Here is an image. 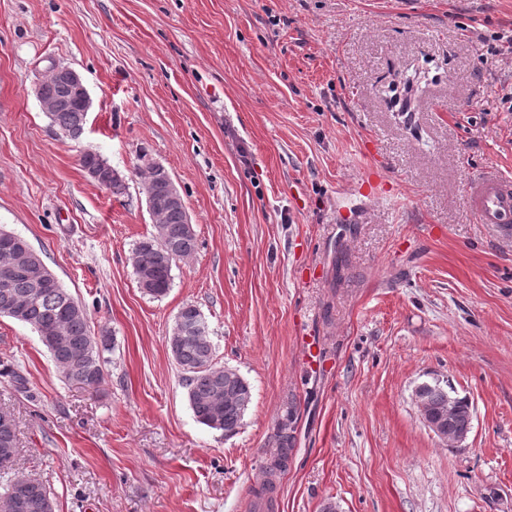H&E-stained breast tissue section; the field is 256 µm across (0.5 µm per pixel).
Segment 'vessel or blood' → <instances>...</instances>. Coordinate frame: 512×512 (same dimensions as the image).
I'll return each mask as SVG.
<instances>
[{
	"label": "vessel or blood",
	"instance_id": "1",
	"mask_svg": "<svg viewBox=\"0 0 512 512\" xmlns=\"http://www.w3.org/2000/svg\"><path fill=\"white\" fill-rule=\"evenodd\" d=\"M467 200L478 223L493 225L503 233L512 231V178L482 177L471 185Z\"/></svg>",
	"mask_w": 512,
	"mask_h": 512
}]
</instances>
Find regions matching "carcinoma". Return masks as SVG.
Listing matches in <instances>:
<instances>
[{
    "label": "carcinoma",
    "instance_id": "cac0c4a2",
    "mask_svg": "<svg viewBox=\"0 0 512 512\" xmlns=\"http://www.w3.org/2000/svg\"><path fill=\"white\" fill-rule=\"evenodd\" d=\"M59 133L77 140L84 132L82 106L72 101L60 112L49 114ZM17 243L4 248L0 238V275L20 264L45 266L42 257L21 236ZM198 249L195 229L183 223L178 209L165 210L161 223L154 232L140 240L134 251V274L146 294L158 298L166 295L171 286L170 257L177 260L191 258ZM0 316H7L34 329L40 337L51 336L56 343L43 342L65 381L82 387L96 388L104 380L101 352L108 340L97 342L90 335L86 308L76 301L60 284L39 287L25 275H17L8 292L0 288ZM187 331L172 334L169 346L174 360L183 372L190 407L197 422L222 432H237L252 400L251 387L239 374L228 377L214 362V349L209 332L193 329L203 319L197 306L186 303L178 314ZM0 375L10 378L19 392L27 389V379L12 364H4ZM294 407L287 405L276 433V449L268 466L274 475L288 468L293 451L292 420ZM472 415L467 400H462L458 413L452 418V428L470 431ZM0 448H18L16 424L13 417L0 416ZM22 496L32 508L25 512H39L34 504L50 497L45 484L35 478L16 479L0 495V501Z\"/></svg>",
    "mask_w": 512,
    "mask_h": 512
}]
</instances>
